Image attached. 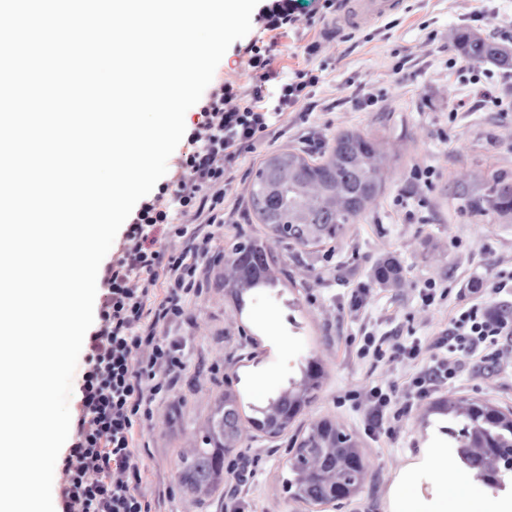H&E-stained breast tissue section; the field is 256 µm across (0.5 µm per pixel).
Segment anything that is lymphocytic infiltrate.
I'll return each instance as SVG.
<instances>
[{
  "instance_id": "f902f5d3",
  "label": "lymphocytic infiltrate",
  "mask_w": 512,
  "mask_h": 512,
  "mask_svg": "<svg viewBox=\"0 0 512 512\" xmlns=\"http://www.w3.org/2000/svg\"><path fill=\"white\" fill-rule=\"evenodd\" d=\"M293 14L291 0L263 7L261 35L246 48L254 85L243 91L223 82L204 99L172 176L141 203L115 259L104 269L98 321L83 342L75 438L60 466L57 512H153L140 488L135 440L155 403L190 368V355L167 331L183 321L184 302L198 293L197 274L210 252L206 237L184 249L173 243L191 234L183 216L223 223L237 161L279 138V117L319 84L320 75L307 67L291 80H276L273 48L293 25ZM272 81L278 87L271 96L267 85ZM509 292L512 284L501 278L468 289L448 331L432 343L416 338L386 348L367 334L353 338L364 358L425 361L404 391L391 385L370 388L366 431L380 432L403 414L407 402L455 382L471 364L493 363L499 342L512 340V312L493 306L491 299ZM434 346L441 353L433 357Z\"/></svg>"
}]
</instances>
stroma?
<instances>
[{"instance_id": "35a3bbf8", "label": "stroma", "mask_w": 512, "mask_h": 512, "mask_svg": "<svg viewBox=\"0 0 512 512\" xmlns=\"http://www.w3.org/2000/svg\"><path fill=\"white\" fill-rule=\"evenodd\" d=\"M324 0H297V20L279 38L274 67L281 79L308 64L321 81L298 112L285 115V133L271 150L296 148L321 155L337 133L357 130L380 140L388 154L385 188L377 203L337 242L316 249L279 244L273 254L288 271L274 290H253L236 301L224 286V248L230 238L263 234L248 208L251 176L260 156L242 158L234 188L224 201L223 226L198 225L211 239L201 292L186 301V319L173 328L192 355L193 368L155 406L139 441L143 490L157 512H220L223 496L199 502L177 482L181 453L193 447L214 398L232 387L246 409L264 406L289 378L299 377L307 358L321 361L324 377L309 408L278 438L246 431L241 448L224 463V488L245 512H392L391 491L406 481L415 512H448L436 460L456 458L437 412L448 396L486 400L512 408V343L502 346L494 367L471 368L466 379L412 401L392 421L391 435L367 433L360 396L374 385H402L420 369L417 361L375 362L356 356L349 337L367 330L401 343L440 336L459 304L458 293L475 278L512 273V223L493 224L461 214L450 196L454 181L488 166L512 168V78L481 63L477 74L489 94L476 100V86L448 75L460 51L448 39L454 28L485 37L512 30V0H402L386 25L348 30L326 39ZM321 43L306 60L296 48ZM235 41L213 80L247 90L253 73ZM372 94L365 108L358 91ZM307 120H300V113ZM430 171L416 181L414 170ZM393 259L401 285L382 288L373 271ZM448 289L447 299L424 305L426 283ZM366 289V304L348 311L353 289ZM329 418L351 433L371 478L340 505H309L283 486L288 450L315 419ZM255 474L240 479L242 464Z\"/></svg>"}]
</instances>
